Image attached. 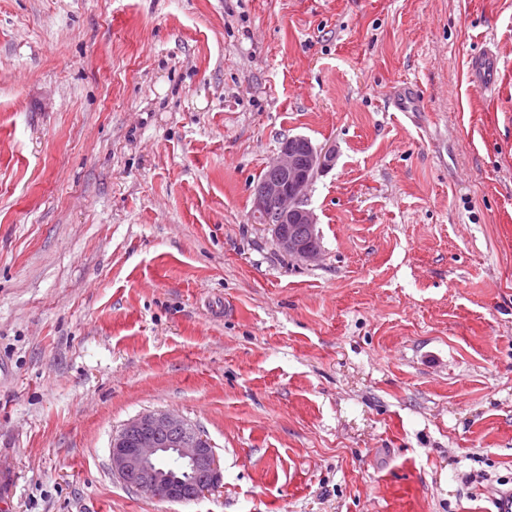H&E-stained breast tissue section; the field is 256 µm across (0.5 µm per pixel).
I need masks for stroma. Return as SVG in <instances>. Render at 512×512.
<instances>
[{
  "label": "stroma",
  "mask_w": 512,
  "mask_h": 512,
  "mask_svg": "<svg viewBox=\"0 0 512 512\" xmlns=\"http://www.w3.org/2000/svg\"><path fill=\"white\" fill-rule=\"evenodd\" d=\"M488 46L491 95L466 75ZM297 135L336 154L314 264L250 219ZM149 411L209 439L218 489L113 474ZM504 488L512 0H0V512H490Z\"/></svg>",
  "instance_id": "stroma-1"
}]
</instances>
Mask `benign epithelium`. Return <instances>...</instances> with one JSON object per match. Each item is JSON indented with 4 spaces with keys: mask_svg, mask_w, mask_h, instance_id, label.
I'll list each match as a JSON object with an SVG mask.
<instances>
[{
    "mask_svg": "<svg viewBox=\"0 0 512 512\" xmlns=\"http://www.w3.org/2000/svg\"><path fill=\"white\" fill-rule=\"evenodd\" d=\"M333 161L331 151L313 146L308 138L290 137L269 164L270 174L253 189V216L295 260L315 262L322 254L309 189L316 173ZM296 227L304 233L297 234ZM110 458L112 472L127 487L170 502L195 501L221 481L219 459L207 437L167 411L128 421L112 438Z\"/></svg>",
    "mask_w": 512,
    "mask_h": 512,
    "instance_id": "benign-epithelium-1",
    "label": "benign epithelium"
}]
</instances>
